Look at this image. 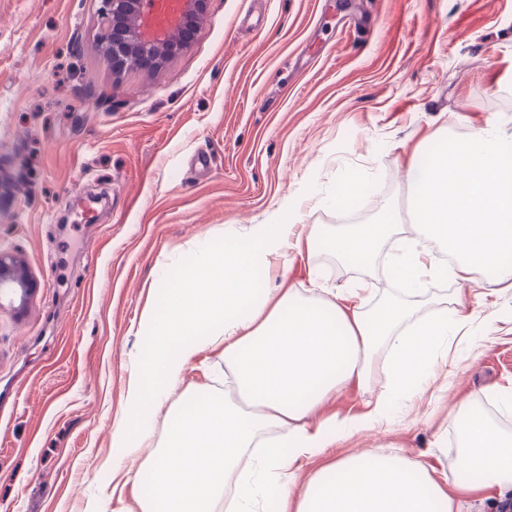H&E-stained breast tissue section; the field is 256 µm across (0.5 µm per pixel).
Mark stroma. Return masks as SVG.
Listing matches in <instances>:
<instances>
[{
	"instance_id": "35a3bbf8",
	"label": "stroma",
	"mask_w": 512,
	"mask_h": 512,
	"mask_svg": "<svg viewBox=\"0 0 512 512\" xmlns=\"http://www.w3.org/2000/svg\"><path fill=\"white\" fill-rule=\"evenodd\" d=\"M101 0H0V248L40 288L23 316L0 309V512H140L144 487L112 483L150 447H113L141 315L154 286L204 237L265 223L308 195L300 224H362L388 207L408 221L414 147L491 121L512 128V0H209L189 46L155 71L113 74ZM362 198L319 208L348 171ZM369 283L368 305L400 295L369 266L323 246L295 256L308 294ZM487 339L463 352L447 391L418 415L396 406L381 444L457 469L452 406L489 419L512 390V290L487 298ZM224 347L210 345L171 404L224 394Z\"/></svg>"
}]
</instances>
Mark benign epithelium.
Returning a JSON list of instances; mask_svg holds the SVG:
<instances>
[{
	"label": "benign epithelium",
	"instance_id": "7a95c632",
	"mask_svg": "<svg viewBox=\"0 0 512 512\" xmlns=\"http://www.w3.org/2000/svg\"><path fill=\"white\" fill-rule=\"evenodd\" d=\"M145 0H102L107 35L103 57L119 72L129 65L159 64L182 50L206 11L209 0H184L175 29L163 35L141 31ZM39 288L38 282L16 252L0 250V309L17 313Z\"/></svg>",
	"mask_w": 512,
	"mask_h": 512
}]
</instances>
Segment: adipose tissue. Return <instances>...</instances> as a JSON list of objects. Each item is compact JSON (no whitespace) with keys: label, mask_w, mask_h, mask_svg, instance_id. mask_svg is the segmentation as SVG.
<instances>
[{"label":"adipose tissue","mask_w":512,"mask_h":512,"mask_svg":"<svg viewBox=\"0 0 512 512\" xmlns=\"http://www.w3.org/2000/svg\"><path fill=\"white\" fill-rule=\"evenodd\" d=\"M412 232L390 213L328 232L292 220L300 201L264 224L201 244L169 281L142 323L147 342L127 384L126 415L112 445L136 454L148 425L208 344H223L230 393L199 396L170 410L156 455L128 476L149 490L141 512H471L512 489V436L468 400L454 408L464 442L455 478L405 454L369 448L328 451L388 420L390 398L420 395L445 371L444 344L473 318L478 289H512V131L492 122L414 150L406 170ZM395 252H385L389 240ZM327 243L338 258L382 264L408 298L366 308V283L330 298L293 287L262 289L286 275L289 251ZM448 252L436 261L431 244ZM458 285L451 313L413 322L412 297L430 281ZM389 381L354 416L324 414L348 386L377 374Z\"/></svg>","instance_id":"adipose-tissue-1"}]
</instances>
